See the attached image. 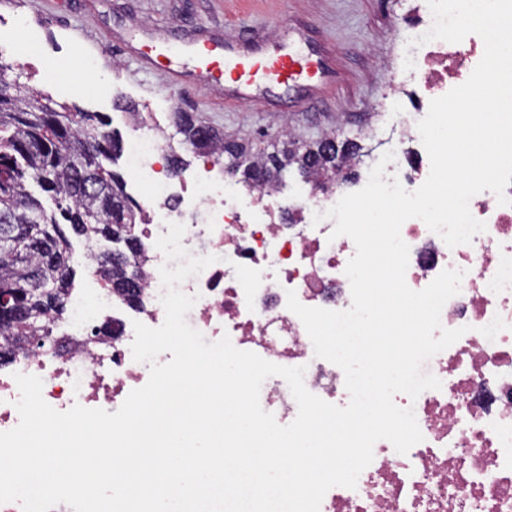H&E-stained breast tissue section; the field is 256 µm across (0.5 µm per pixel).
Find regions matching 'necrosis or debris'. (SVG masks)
Masks as SVG:
<instances>
[{
    "label": "necrosis or debris",
    "instance_id": "1",
    "mask_svg": "<svg viewBox=\"0 0 512 512\" xmlns=\"http://www.w3.org/2000/svg\"><path fill=\"white\" fill-rule=\"evenodd\" d=\"M483 53L484 42L475 34L458 43L433 40L404 48L396 72L420 77L434 99L463 84ZM387 109L401 117V136L412 150L397 154L386 174L416 190L430 171L417 130L428 109L407 111L397 97ZM169 149L149 126L128 148L134 183L152 189L148 222L139 228L147 256L139 302L112 292L92 250L76 253L87 286L70 298L55 348L18 353L0 369V432L19 422L15 374L39 376L44 400L61 412L76 404L115 412L147 383L150 368L134 361L131 344L135 323L156 328L165 320L159 273L165 256L156 241L172 222L184 224L182 244L191 255L216 258L181 285L197 298L186 316L189 325L206 342L226 335L237 349L304 367L311 393L348 404L343 371L315 356L303 323L287 307L291 290L308 307L344 311L352 305L345 269L355 245L349 237H332L334 220L314 219L339 201L344 188H318L291 211L262 188L226 182L213 156L203 158L190 178L173 182ZM469 207L486 224L471 243L448 247L418 218L405 221L400 231L410 249L411 289H424L447 269L464 273L459 294L441 312L444 328L464 333L429 361L440 389L414 400L403 393L395 397L397 406L413 408L423 439L404 455L389 441H377L356 488H331L320 512H512V202L499 204L486 190ZM260 402L280 423H292L298 414L287 382L278 376L263 383Z\"/></svg>",
    "mask_w": 512,
    "mask_h": 512
}]
</instances>
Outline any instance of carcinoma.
<instances>
[{
  "mask_svg": "<svg viewBox=\"0 0 512 512\" xmlns=\"http://www.w3.org/2000/svg\"><path fill=\"white\" fill-rule=\"evenodd\" d=\"M183 143L197 155L215 152L224 172L244 184H265L291 167L309 180L336 183V171L309 163L319 149L288 147L255 151L237 138L196 121L190 112L175 113ZM95 112H67L36 89H0V367L15 349H40L54 341L53 324L67 313L74 289L75 255L71 238L99 244L98 216L112 215L115 247L137 253L132 267L101 263L108 285L130 301L137 294L123 288L141 279L144 245L138 226L142 206L125 191L123 177L108 168L123 152V142ZM36 184L39 192L31 191Z\"/></svg>",
  "mask_w": 512,
  "mask_h": 512,
  "instance_id": "carcinoma-1",
  "label": "carcinoma"
}]
</instances>
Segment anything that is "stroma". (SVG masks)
Wrapping results in <instances>:
<instances>
[{"label":"stroma","instance_id":"35a3bbf8","mask_svg":"<svg viewBox=\"0 0 512 512\" xmlns=\"http://www.w3.org/2000/svg\"><path fill=\"white\" fill-rule=\"evenodd\" d=\"M411 0H0V22L25 15L41 32L40 45L19 36L11 55L20 65V89L35 87L83 112L103 113L123 141L137 136L117 100L157 116L187 156L173 121L176 111L268 149L288 141L301 146L324 135L362 147V164L387 152L400 131L385 112L387 97L415 99V83L397 84L392 63L406 26L418 23ZM309 23L318 42L336 55L340 80L334 90L310 99L295 96L285 110L274 107L280 88L248 102L225 100L223 84L196 80L169 85L164 57L152 62L131 47L190 48L215 37L274 35L282 26Z\"/></svg>","mask_w":512,"mask_h":512}]
</instances>
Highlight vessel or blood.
<instances>
[{
	"mask_svg": "<svg viewBox=\"0 0 512 512\" xmlns=\"http://www.w3.org/2000/svg\"><path fill=\"white\" fill-rule=\"evenodd\" d=\"M292 36H285L275 49L262 38L224 39L191 49L192 60L182 63L177 49H169V71L175 83L194 79L223 81L226 99L252 100L259 88L276 84L286 90L301 89L309 97H319L331 87L336 76V56L321 45L293 48Z\"/></svg>",
	"mask_w": 512,
	"mask_h": 512,
	"instance_id": "obj_1",
	"label": "vessel or blood"
}]
</instances>
